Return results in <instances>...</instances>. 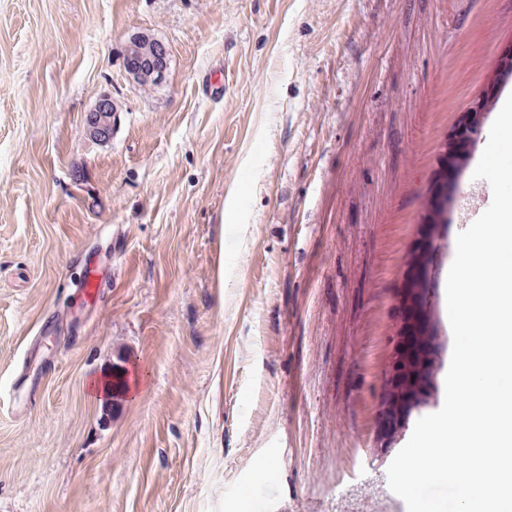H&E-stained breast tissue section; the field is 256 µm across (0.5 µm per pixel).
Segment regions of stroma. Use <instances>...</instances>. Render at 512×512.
<instances>
[{"label": "stroma", "instance_id": "stroma-1", "mask_svg": "<svg viewBox=\"0 0 512 512\" xmlns=\"http://www.w3.org/2000/svg\"><path fill=\"white\" fill-rule=\"evenodd\" d=\"M139 37L157 84L124 71ZM510 50L512 0H0V512H272L297 486L336 512L382 483L403 256ZM46 318L59 364L19 407ZM81 262H83L84 266L88 268L89 262H86L85 259H82ZM100 268V258L98 257L95 268H88V270L85 272L84 278L72 284V288H70L72 295H77V298H79L81 301L88 303L89 298L94 297L96 293L98 294L104 284L103 280H98L95 278V276L99 273ZM51 325L42 320L34 329L33 336L27 340L22 361L16 367L12 375V392L27 390L35 378L54 365L51 354L43 352L47 342L53 336Z\"/></svg>", "mask_w": 512, "mask_h": 512}]
</instances>
